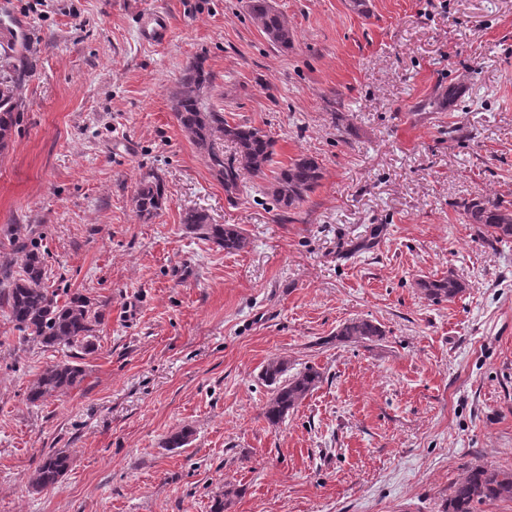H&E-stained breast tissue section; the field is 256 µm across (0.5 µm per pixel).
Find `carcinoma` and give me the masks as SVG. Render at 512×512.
<instances>
[{
	"label": "carcinoma",
	"mask_w": 512,
	"mask_h": 512,
	"mask_svg": "<svg viewBox=\"0 0 512 512\" xmlns=\"http://www.w3.org/2000/svg\"><path fill=\"white\" fill-rule=\"evenodd\" d=\"M247 11L268 41L287 50L294 46L295 35L272 0H247ZM12 56L0 54V150L4 149L18 121L20 103L16 97L17 78ZM214 76L207 71L204 60L198 59L182 73L175 95V118L193 144L204 154L212 175L224 185V190H237L240 173L262 176L272 162L274 141L262 130L246 124L230 125L224 113L206 105L203 93L211 87ZM235 145L237 157L224 161V141ZM322 179L319 163L301 155L279 168L271 184L272 196L280 208L288 210L299 206L313 192ZM165 185L155 175L140 182L134 196L137 212L151 218L162 209ZM469 223L485 228L488 236L503 241L512 239V210L503 202L490 198H476L464 204ZM181 223L227 251L244 245L239 232L229 226L215 224L202 209L184 211ZM24 250L18 275L7 273L0 279V300L7 308L8 317L22 340L31 339L45 348L67 346L86 352L94 350L92 332L102 314L94 308L91 299L79 292L64 303L45 284L46 270L42 253L35 246L20 243ZM424 296L432 302L452 301L467 288L466 283L448 274L419 282ZM384 336L380 326L372 321L355 318L342 324L336 332L339 341H372ZM86 374L80 364L63 360L47 366L36 378L27 394L32 404L46 401L59 393L79 385ZM263 377L275 385L264 416L277 426L321 382L322 374L308 366L293 374L288 362L270 360ZM71 462L68 450L59 449L43 455L32 478L33 487L44 490L55 486L67 472ZM512 500V470L475 465L454 483L448 498L447 512H474V505L487 500Z\"/></svg>",
	"instance_id": "obj_1"
}]
</instances>
